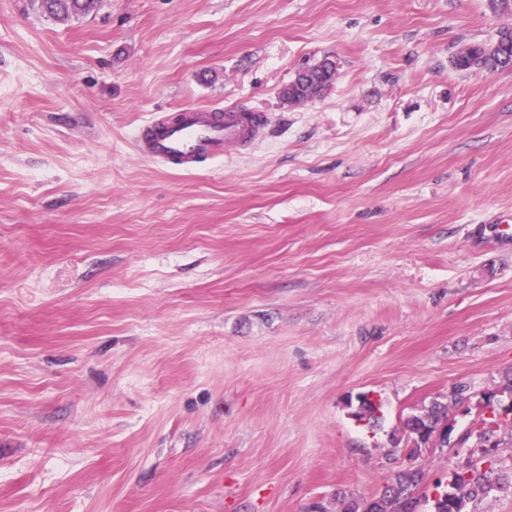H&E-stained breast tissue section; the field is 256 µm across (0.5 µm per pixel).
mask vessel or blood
<instances>
[{"label":"vessel or blood","instance_id":"obj_1","mask_svg":"<svg viewBox=\"0 0 512 512\" xmlns=\"http://www.w3.org/2000/svg\"><path fill=\"white\" fill-rule=\"evenodd\" d=\"M265 126L266 118L259 112L185 109L151 119L138 142L153 161L190 170L202 160L220 159L230 149L250 144Z\"/></svg>","mask_w":512,"mask_h":512}]
</instances>
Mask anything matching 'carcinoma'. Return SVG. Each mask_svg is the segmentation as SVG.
I'll return each mask as SVG.
<instances>
[{"instance_id":"1","label":"carcinoma","mask_w":512,"mask_h":512,"mask_svg":"<svg viewBox=\"0 0 512 512\" xmlns=\"http://www.w3.org/2000/svg\"><path fill=\"white\" fill-rule=\"evenodd\" d=\"M98 4L99 0H40V9L55 18H79L95 11ZM455 65L461 70L512 69V29L506 27L501 30L497 41L487 47L460 51ZM334 75L335 70L329 65V61L325 60L299 74L285 89L284 95L292 103L311 99L334 79ZM483 407L488 409L493 419L483 420L486 428L477 438L465 462L448 474L447 487L443 489L441 485H435L433 512H463L467 502L483 498L498 488L497 482L492 478L494 467L483 468V458L484 439L494 438L496 445L502 444L498 434L499 413L489 399L484 402ZM379 410L380 405L363 395L359 399L355 417L361 422L375 423L380 419ZM447 418L448 406L435 403L425 413L408 417L404 421V427L420 434L422 443L425 444L438 431L440 423ZM408 458L413 460V463L391 477L378 495L370 498L344 496L340 499L339 512H412L415 504L419 503L416 493L424 482V472L415 463L418 459V449L411 450Z\"/></svg>"}]
</instances>
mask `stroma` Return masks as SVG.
Listing matches in <instances>:
<instances>
[{
  "instance_id": "stroma-1",
  "label": "stroma",
  "mask_w": 512,
  "mask_h": 512,
  "mask_svg": "<svg viewBox=\"0 0 512 512\" xmlns=\"http://www.w3.org/2000/svg\"><path fill=\"white\" fill-rule=\"evenodd\" d=\"M506 27L488 0H0V512H335L459 387L418 458L447 483L512 376V69L453 64ZM227 106L263 137L141 153L156 113ZM99 2V0H40L39 7L50 17L79 18L95 11ZM324 60L319 65L298 75L296 80L288 85L284 95L289 102L298 103L317 96L329 84L335 75V68ZM449 410L450 406L435 403L425 413L407 417L404 421V427L419 433L424 437L421 444H426L438 431L440 423L447 420Z\"/></svg>"
}]
</instances>
